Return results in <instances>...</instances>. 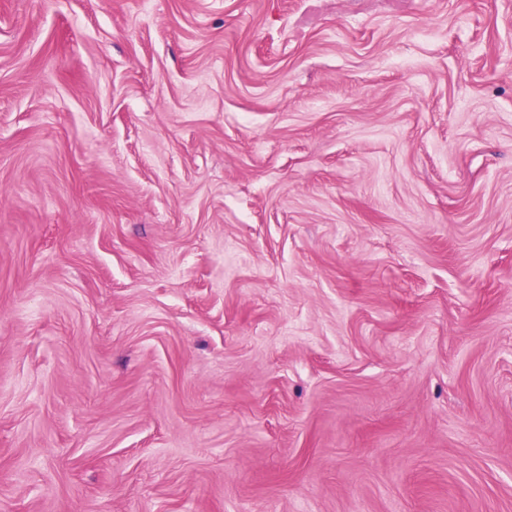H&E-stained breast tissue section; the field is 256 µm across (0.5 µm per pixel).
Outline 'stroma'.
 Masks as SVG:
<instances>
[{
    "mask_svg": "<svg viewBox=\"0 0 512 512\" xmlns=\"http://www.w3.org/2000/svg\"><path fill=\"white\" fill-rule=\"evenodd\" d=\"M0 512H512V0H0Z\"/></svg>",
    "mask_w": 512,
    "mask_h": 512,
    "instance_id": "stroma-1",
    "label": "stroma"
}]
</instances>
